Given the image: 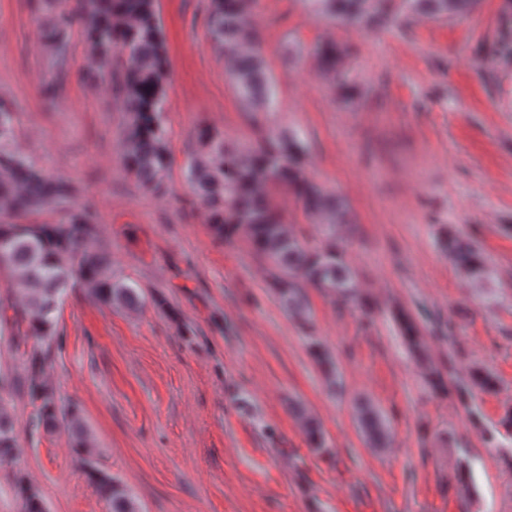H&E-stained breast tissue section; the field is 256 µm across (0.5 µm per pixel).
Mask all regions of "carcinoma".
<instances>
[{"label":"carcinoma","instance_id":"cac0c4a2","mask_svg":"<svg viewBox=\"0 0 512 512\" xmlns=\"http://www.w3.org/2000/svg\"><path fill=\"white\" fill-rule=\"evenodd\" d=\"M78 2L92 60L85 79L94 82L101 69L113 68L111 81L121 95L125 116L119 144L122 163L145 190L158 191L170 169L165 122L169 59L158 0ZM250 2L208 0L206 28L212 47L224 55L240 100L253 112H266L272 104L273 77L252 24ZM307 2L316 14L340 25L375 27L396 21L402 10L427 20H446L470 11L478 0H402L399 10L389 0ZM50 5V59L55 77L61 79L74 13L64 0H52ZM312 52L328 76H342L341 50L317 44ZM195 137L199 148L188 155L184 170L193 190L192 203L207 208L209 224L219 238L238 232L247 236L263 257L271 287L289 312L302 310L306 284L334 295L353 294L355 273L336 248V226L346 223L345 211L335 197L305 176L304 152L295 135L269 128L246 152L226 148L223 133L216 130L201 129ZM15 140V113L0 101V274L13 292L10 301L0 299V335L8 332L33 342L23 378L35 407L32 425L44 429L66 425L73 447L84 456L89 479L110 512H140L131 491L94 467L88 429L78 408L62 404L49 385L48 361L41 351L60 345L56 313L72 283H80L93 302L126 310L141 306L140 293L112 271V258L100 243L90 208L73 203L72 187L19 152ZM276 188L291 192L304 213L320 224L319 244L312 246L288 231V222L272 201ZM56 209L65 211L62 220H39ZM447 250L454 264L471 276L489 274L475 245L450 239ZM310 346L327 379L336 382L327 354L315 342ZM12 388V377L0 371V466L14 459V420L3 404ZM291 413L311 447L324 448L318 423L298 405ZM356 414L369 444L385 446L388 428L379 409L363 400L356 403ZM14 487L22 512H46L39 492L22 476L16 477Z\"/></svg>","mask_w":512,"mask_h":512}]
</instances>
